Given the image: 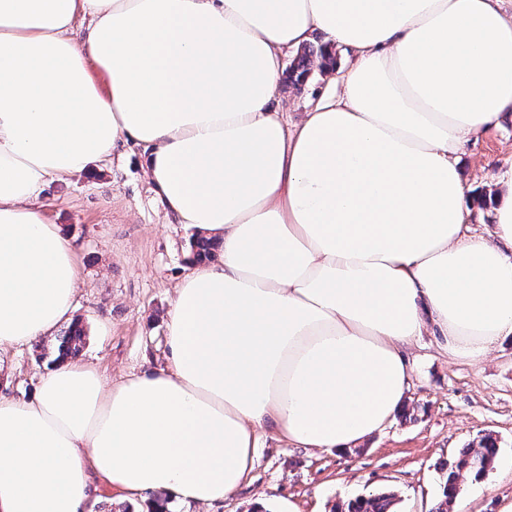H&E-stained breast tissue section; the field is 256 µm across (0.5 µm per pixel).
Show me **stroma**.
<instances>
[{
    "instance_id": "stroma-1",
    "label": "stroma",
    "mask_w": 512,
    "mask_h": 512,
    "mask_svg": "<svg viewBox=\"0 0 512 512\" xmlns=\"http://www.w3.org/2000/svg\"><path fill=\"white\" fill-rule=\"evenodd\" d=\"M331 74L313 69L305 86L283 87L278 101L289 122L337 92ZM470 197L467 226L489 236L492 193L512 169V119L472 139L458 159ZM47 218L74 239L80 286L73 314L86 332L80 359L105 382L166 364V318L174 285L190 263L195 228L174 221L144 172L142 150L128 146L111 161L47 185ZM42 343L0 351V393L32 395L47 366ZM411 384L401 414L354 448H300L264 434L249 480L212 505L170 499V512H331L333 505L384 488L400 496L398 512H431L441 496L439 470L456 451L490 434L499 453L480 483L461 477L458 512H504L512 505V343L478 361L451 356L430 335L409 356ZM97 512H149L152 496H129L93 481Z\"/></svg>"
}]
</instances>
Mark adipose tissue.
Segmentation results:
<instances>
[{"label":"adipose tissue","instance_id":"ef3b65f1","mask_svg":"<svg viewBox=\"0 0 512 512\" xmlns=\"http://www.w3.org/2000/svg\"><path fill=\"white\" fill-rule=\"evenodd\" d=\"M505 0H0V349L71 319L76 245L45 185L143 147L178 223L219 242L167 319V368L105 384L58 363L0 395V512L129 495L213 504L261 435L354 446L401 409L424 333L512 341V175L468 234L458 155L512 115ZM352 53L337 101L288 123L285 51Z\"/></svg>","mask_w":512,"mask_h":512}]
</instances>
